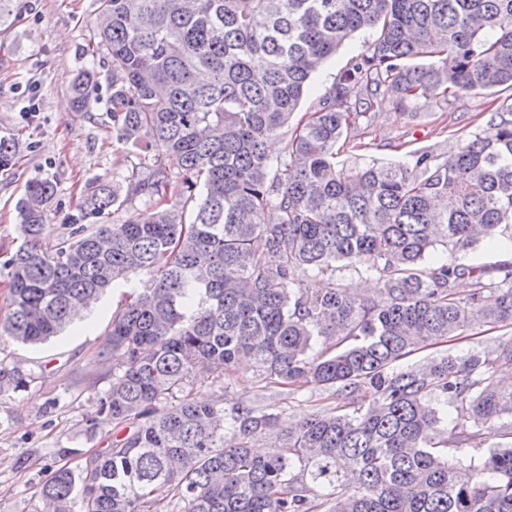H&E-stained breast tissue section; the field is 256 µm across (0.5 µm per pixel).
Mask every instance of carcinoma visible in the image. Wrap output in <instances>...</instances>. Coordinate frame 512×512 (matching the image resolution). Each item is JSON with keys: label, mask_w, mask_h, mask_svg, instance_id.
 I'll return each instance as SVG.
<instances>
[{"label": "carcinoma", "mask_w": 512, "mask_h": 512, "mask_svg": "<svg viewBox=\"0 0 512 512\" xmlns=\"http://www.w3.org/2000/svg\"><path fill=\"white\" fill-rule=\"evenodd\" d=\"M96 2L90 45L112 62V118L147 155L122 181L102 179L81 217L136 198L154 212L70 224L48 242L56 185L35 178L18 203L0 339L36 347L106 290L129 289L96 410L118 432L81 470H54L41 498L53 512H512V389L492 380L512 366V340L492 358L398 366L474 326L512 327V263L458 258L512 245V119H490L442 161L425 150L336 165L344 130L378 105L512 89V0ZM362 30L371 41L294 130L288 159L272 160L315 73ZM93 82L88 68L74 77L72 111L89 110ZM344 266L375 294L336 285ZM244 360L261 382L309 384L341 405L283 430L269 408L184 392ZM29 378L0 364V393ZM434 397L454 406L452 427ZM494 428L511 441L479 465L448 459ZM267 434L273 447L254 453ZM505 252H507V257L504 256ZM510 257V247L509 250L497 245L491 247L484 242L462 254V258L465 261L484 265L489 268L497 266L502 261L510 259Z\"/></svg>", "instance_id": "cac0c4a2"}]
</instances>
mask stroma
Listing matches in <instances>:
<instances>
[{
    "mask_svg": "<svg viewBox=\"0 0 512 512\" xmlns=\"http://www.w3.org/2000/svg\"><path fill=\"white\" fill-rule=\"evenodd\" d=\"M95 0H11L0 22V138L13 140L18 159L0 169V262L17 245L16 204L35 177L51 180L56 195L47 212V235L56 237L79 217V204L97 178L124 175L138 163L142 147L120 141L112 120V63L88 51ZM367 33H355L312 79L301 112L314 110L347 62L361 53ZM94 70L90 111L69 109V86L81 69ZM512 113V89L434 94L416 101L414 112L385 103L369 123L351 127L337 161L350 170L370 162L407 159L430 150L449 155L486 129L495 114ZM121 289L108 291L80 325L36 348L0 340V363L24 360L27 390L0 393V512H41L39 494L50 470L78 469L107 447L114 428L93 424L96 405L112 384V363L101 357ZM512 338V329L481 327L442 340L412 355L415 363L447 352L488 353ZM198 400L223 399L268 406L280 426L335 406V399L309 386L261 387L252 370L239 368L221 379L194 381Z\"/></svg>",
    "mask_w": 512,
    "mask_h": 512,
    "instance_id": "35a3bbf8",
    "label": "stroma"
}]
</instances>
